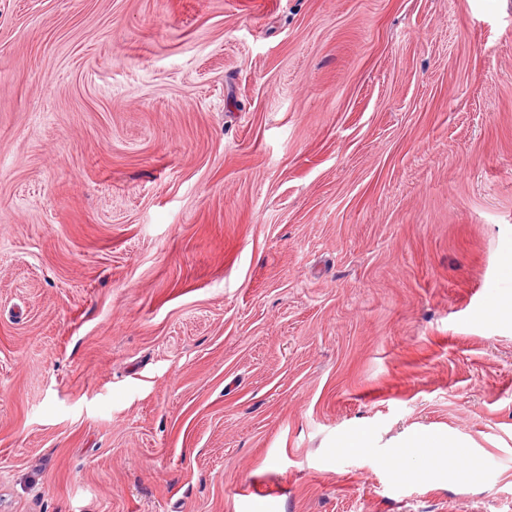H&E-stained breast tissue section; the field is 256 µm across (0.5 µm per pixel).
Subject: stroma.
Returning <instances> with one entry per match:
<instances>
[{
    "label": "stroma",
    "mask_w": 512,
    "mask_h": 512,
    "mask_svg": "<svg viewBox=\"0 0 512 512\" xmlns=\"http://www.w3.org/2000/svg\"><path fill=\"white\" fill-rule=\"evenodd\" d=\"M510 252L512 0H0V512H512Z\"/></svg>",
    "instance_id": "1"
}]
</instances>
